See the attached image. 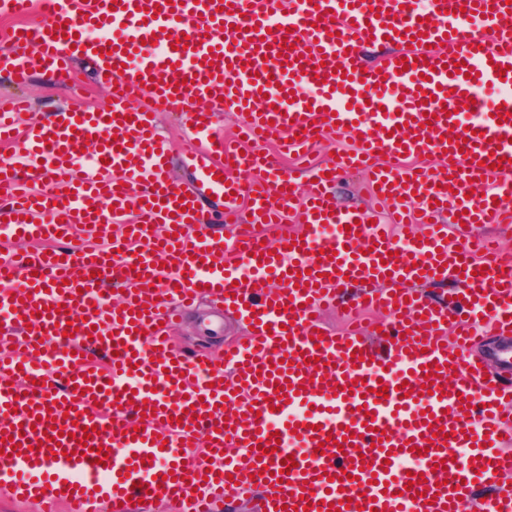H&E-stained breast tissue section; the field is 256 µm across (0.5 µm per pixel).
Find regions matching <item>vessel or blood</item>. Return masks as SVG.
<instances>
[{"instance_id":"vessel-or-blood-1","label":"vessel or blood","mask_w":512,"mask_h":512,"mask_svg":"<svg viewBox=\"0 0 512 512\" xmlns=\"http://www.w3.org/2000/svg\"><path fill=\"white\" fill-rule=\"evenodd\" d=\"M0 17L13 22L0 69L17 85L45 68L78 89L87 59L113 92L23 128L24 98L0 107V143L34 161L0 162V237L37 245L0 254V483L13 496L44 512H97L102 489L109 512L135 499L213 512L254 489L261 512H512L499 482L512 387L467 355L482 326L512 340V254L472 232L512 223V0H0ZM367 46L384 53L366 61ZM215 105L289 154L335 130L359 148L313 168L304 196L217 136ZM163 112L191 125V187L170 176ZM344 170L424 232L397 239L375 209L338 205ZM208 195L223 212L199 207ZM298 206L300 231L264 247L261 224ZM216 222L230 237L208 235ZM88 225L98 239L77 238ZM423 281L452 282V299ZM345 288L343 315L379 312L384 350L352 319L338 335L322 325ZM201 293L250 327L219 365L171 345Z\"/></svg>"}]
</instances>
